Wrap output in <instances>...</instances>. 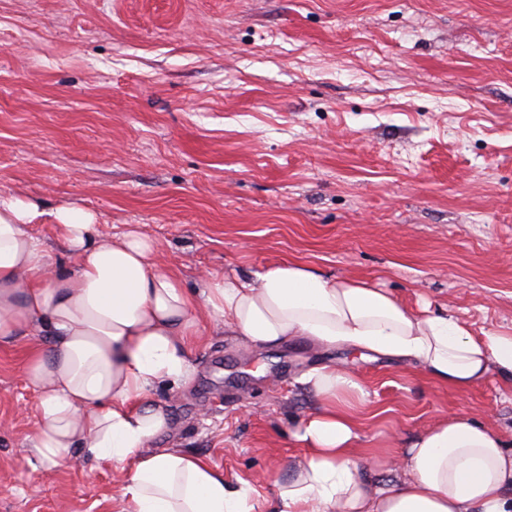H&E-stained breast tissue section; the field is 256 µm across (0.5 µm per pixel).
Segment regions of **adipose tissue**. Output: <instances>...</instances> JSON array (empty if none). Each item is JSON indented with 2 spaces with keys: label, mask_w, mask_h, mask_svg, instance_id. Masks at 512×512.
Segmentation results:
<instances>
[{
  "label": "adipose tissue",
  "mask_w": 512,
  "mask_h": 512,
  "mask_svg": "<svg viewBox=\"0 0 512 512\" xmlns=\"http://www.w3.org/2000/svg\"><path fill=\"white\" fill-rule=\"evenodd\" d=\"M35 224L54 226L69 266ZM201 280L188 294L139 230L107 234L90 209L49 208L0 187V344L28 339L37 394L27 457L59 465L79 452L111 463L124 474L113 512H258L248 481L154 447L171 416L153 393L190 379L188 339L204 314L256 347L303 337L397 359L459 393L492 375L512 385V329L474 335L447 306L414 311L387 289L301 261ZM305 381L321 405L293 432L306 453L267 512H512V443L499 429L444 417L363 469L358 374L325 365ZM381 469L390 480H377Z\"/></svg>",
  "instance_id": "adipose-tissue-1"
}]
</instances>
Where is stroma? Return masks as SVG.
<instances>
[{
	"label": "stroma",
	"instance_id": "obj_1",
	"mask_svg": "<svg viewBox=\"0 0 512 512\" xmlns=\"http://www.w3.org/2000/svg\"><path fill=\"white\" fill-rule=\"evenodd\" d=\"M0 186L151 238L182 272L299 260L512 327V0H0ZM160 439L276 494L319 401L362 378L364 445L445 416L512 430V388L466 393L383 356L256 348L203 321ZM28 340L0 347V512H112L119 475L28 461Z\"/></svg>",
	"mask_w": 512,
	"mask_h": 512
}]
</instances>
